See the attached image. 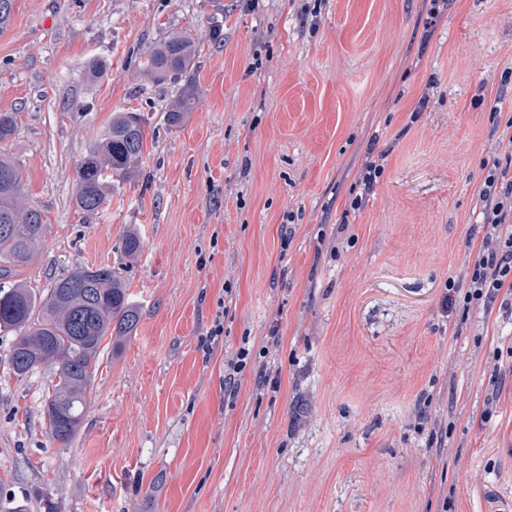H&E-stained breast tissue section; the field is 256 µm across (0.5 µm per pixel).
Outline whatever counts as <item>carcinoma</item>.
Returning a JSON list of instances; mask_svg holds the SVG:
<instances>
[{
    "label": "carcinoma",
    "mask_w": 512,
    "mask_h": 512,
    "mask_svg": "<svg viewBox=\"0 0 512 512\" xmlns=\"http://www.w3.org/2000/svg\"><path fill=\"white\" fill-rule=\"evenodd\" d=\"M199 40L174 32L156 44L138 72L146 83L182 84L170 101L167 120L178 126L198 103L191 71ZM17 129L14 112H0V143ZM146 119L139 112H114L75 166L72 202L85 221L109 204L112 190L138 172L146 144ZM0 331L15 333L7 355L20 381L36 371L50 376L41 419L47 437L68 444L83 423L95 374L104 351L137 331L140 309L118 269L107 263L78 265L53 279L44 291L19 278L22 268L42 253L46 235L43 211L26 201L23 173L0 152ZM141 235L127 230L121 255L138 259Z\"/></svg>",
    "instance_id": "obj_1"
}]
</instances>
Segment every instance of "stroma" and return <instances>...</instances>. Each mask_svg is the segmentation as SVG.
Segmentation results:
<instances>
[{"label":"stroma","mask_w":512,"mask_h":512,"mask_svg":"<svg viewBox=\"0 0 512 512\" xmlns=\"http://www.w3.org/2000/svg\"><path fill=\"white\" fill-rule=\"evenodd\" d=\"M300 7L15 0L0 112L17 113L18 128L4 149L47 222L24 275L44 289L78 264L122 266L141 320L104 352L66 445L43 428L48 375H11L15 335L0 332V503L512 512V313L446 301L483 160L494 148L512 156L498 145L512 118V0H453L431 29L427 0H322L310 24ZM214 24L193 74L199 104L170 126L176 85L135 74L169 33ZM93 59L107 64L94 80ZM427 88L429 109L409 122ZM123 109L149 125L143 161L83 223L75 165ZM374 136L384 171L354 213L350 187ZM342 223L354 240L338 251ZM130 228L143 239L133 263L119 250ZM243 349L247 365L225 385Z\"/></svg>","instance_id":"1"}]
</instances>
